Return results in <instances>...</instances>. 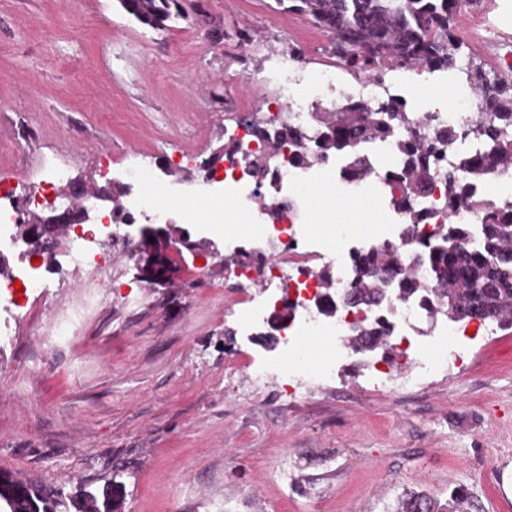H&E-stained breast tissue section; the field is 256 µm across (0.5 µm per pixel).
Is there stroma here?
I'll list each match as a JSON object with an SVG mask.
<instances>
[{"label":"stroma","mask_w":512,"mask_h":512,"mask_svg":"<svg viewBox=\"0 0 512 512\" xmlns=\"http://www.w3.org/2000/svg\"><path fill=\"white\" fill-rule=\"evenodd\" d=\"M158 31L118 0H0V177L54 164L105 185V169L173 166L198 182L224 129L250 110L242 80L284 56L336 70L326 33L274 0H181ZM263 45L246 47L243 28ZM453 27L483 69L512 49V0H460ZM168 257L176 283L150 287L112 268L111 299L52 348L41 334L73 288L16 293L0 345V472L65 490L112 484L123 512H394L403 492L439 503L467 488L463 512H512V329L462 337L463 365L436 361L410 389L399 368L375 389L363 359L291 397L255 383L277 357L267 327L244 331L242 287L220 259L207 271Z\"/></svg>","instance_id":"stroma-1"}]
</instances>
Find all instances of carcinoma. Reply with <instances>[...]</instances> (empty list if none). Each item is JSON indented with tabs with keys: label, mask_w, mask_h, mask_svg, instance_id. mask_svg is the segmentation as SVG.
<instances>
[{
	"label": "carcinoma",
	"mask_w": 512,
	"mask_h": 512,
	"mask_svg": "<svg viewBox=\"0 0 512 512\" xmlns=\"http://www.w3.org/2000/svg\"><path fill=\"white\" fill-rule=\"evenodd\" d=\"M287 11L304 14L329 36L332 51L354 74L367 73L385 64L408 66L425 60L433 70L454 75L461 70L462 43L453 30L459 0H275ZM123 10L140 24L165 30L186 19L179 0H120ZM468 83L483 100L495 108L482 113L476 133L485 150L459 157L461 167L480 179L512 167V81L490 78L481 68L467 65ZM322 135L313 139L310 153L323 159L329 153H351L365 139L383 138L405 132L404 166L396 179L399 196L393 199L399 210L411 211L413 202L432 191L434 180L446 187V205L477 206L483 212L484 233L480 247L466 246L467 232L459 224H438L429 237L420 240L431 281L405 278L401 293L410 298L433 301L435 313L451 323L474 318L489 319L499 327H512V209L483 204L473 199L464 183L443 171L438 160L453 148L455 131L436 127L424 134L414 116L393 103L378 112L345 104L325 112ZM257 134L279 142L301 145L308 140L305 130L286 124L269 129L254 124ZM407 251L392 242L372 246L355 261L353 288L348 299L373 303L381 296L383 275L404 270ZM354 340L364 352L382 346L388 335L375 323H356ZM112 484L104 486L101 497L82 489H47L0 473V512H112ZM69 508H64V504ZM395 512H443L431 497L407 491L396 503Z\"/></svg>",
	"instance_id": "1"
}]
</instances>
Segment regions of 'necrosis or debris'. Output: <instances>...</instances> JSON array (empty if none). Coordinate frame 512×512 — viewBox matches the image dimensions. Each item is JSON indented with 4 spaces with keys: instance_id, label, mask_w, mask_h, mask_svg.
I'll list each match as a JSON object with an SVG mask.
<instances>
[{
    "instance_id": "obj_1",
    "label": "necrosis or debris",
    "mask_w": 512,
    "mask_h": 512,
    "mask_svg": "<svg viewBox=\"0 0 512 512\" xmlns=\"http://www.w3.org/2000/svg\"><path fill=\"white\" fill-rule=\"evenodd\" d=\"M283 69L288 80L272 100L276 114L289 124L308 130L311 135H319L321 131L315 120L316 111L331 112L338 106L357 103L376 112L383 105L394 102L400 109H412L419 122L446 126L462 134L459 143L462 150L476 152L483 147L481 139L465 134L466 129L480 118L473 108L477 98L474 91L463 89L447 106L416 100L415 80L428 70L424 63L401 70L396 80L389 84L371 75L347 84L333 71L304 74L288 59L284 60ZM226 136L235 149L224 155L223 179L202 181L190 192V199L204 200L225 194L235 200L242 212L254 216L262 212L267 202L263 189L269 186L292 202L290 208L284 209L282 218L265 220L264 230L256 238L258 247L253 251L252 261L239 266L237 272L238 278L249 281L253 278L254 265L263 268L266 290H244L239 300L251 320L269 318L278 301L273 287L281 281L289 284L294 315L281 334L286 357L280 360L279 371L285 374L300 367L299 337L303 334L319 331L331 334L336 339L337 353L354 354L350 329L353 322L361 319H378L386 323L395 357L404 363L406 371L424 368V361L415 352L413 336L416 322L431 312L427 302L419 298H401L394 281L390 282L384 300L369 308L347 305L342 292L352 282L357 253L386 239L400 241L403 227L409 223L414 224L415 235L419 238L426 237L437 224L468 225L470 236L466 245L471 249L478 248L481 243L480 213L466 206L446 210L445 188L440 182L436 183L429 197L414 205L412 214L398 210L392 203L397 194L393 174L402 156L403 136L398 132L361 143L359 155L369 169L367 177L361 181L347 177L351 156L340 153L332 159L311 157L306 163H298L292 156H281L277 144L261 140L247 120L236 122L227 130ZM262 153L275 155L276 161L272 170L258 181L250 174L248 161ZM123 175L128 181L129 194L118 217L124 224L129 226L143 221L154 224L164 220L161 203L173 197L172 186L160 182L152 171L137 166L126 168ZM64 177V168L56 166L45 179L35 184L22 180L13 184L0 181V255L25 249V242L16 235L21 206L45 205L55 196L56 184ZM322 183L344 196L372 198L380 209L384 228L344 233L336 241L322 244L321 248H309L299 227L306 222L310 212L309 189ZM146 184L152 185V193H142L141 188ZM114 217L100 212L91 223L75 224L67 230L70 250L65 265L71 271L83 273L84 279L77 284L79 302L56 313L51 323L53 341L63 340L89 312L98 308L104 288L110 285L101 272L111 266L113 256L102 247L101 241L112 234ZM317 261L324 262L329 268L336 283V294L325 293L320 282L312 276L311 268ZM54 273L51 264L33 265L18 261L9 278L0 281V312H11L15 286L45 289L50 287V277ZM325 307L332 310V317H323L321 310Z\"/></svg>"
}]
</instances>
